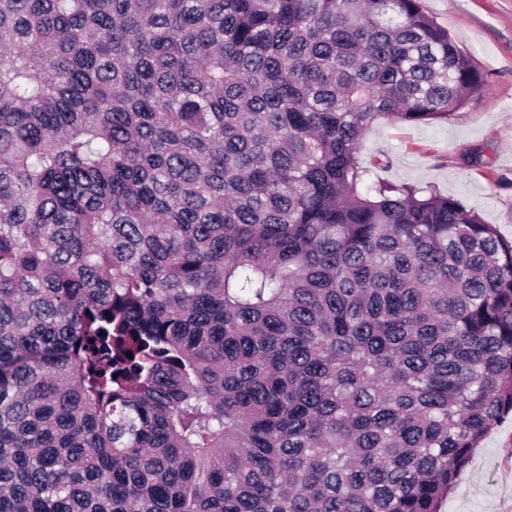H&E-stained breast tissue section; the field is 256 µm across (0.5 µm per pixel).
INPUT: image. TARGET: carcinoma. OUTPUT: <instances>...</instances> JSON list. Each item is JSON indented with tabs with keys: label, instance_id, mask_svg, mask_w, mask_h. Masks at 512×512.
Returning <instances> with one entry per match:
<instances>
[{
	"label": "carcinoma",
	"instance_id": "obj_1",
	"mask_svg": "<svg viewBox=\"0 0 512 512\" xmlns=\"http://www.w3.org/2000/svg\"><path fill=\"white\" fill-rule=\"evenodd\" d=\"M483 87L421 0H0V512H441L512 242L361 147Z\"/></svg>",
	"mask_w": 512,
	"mask_h": 512
}]
</instances>
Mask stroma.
<instances>
[{
	"instance_id": "35a3bbf8",
	"label": "stroma",
	"mask_w": 512,
	"mask_h": 512,
	"mask_svg": "<svg viewBox=\"0 0 512 512\" xmlns=\"http://www.w3.org/2000/svg\"><path fill=\"white\" fill-rule=\"evenodd\" d=\"M475 62L486 88L445 122L379 121L361 155H384L373 181L428 188L476 209L512 241V0H422ZM480 163L468 164L472 148ZM441 512H512V415L491 426Z\"/></svg>"
}]
</instances>
